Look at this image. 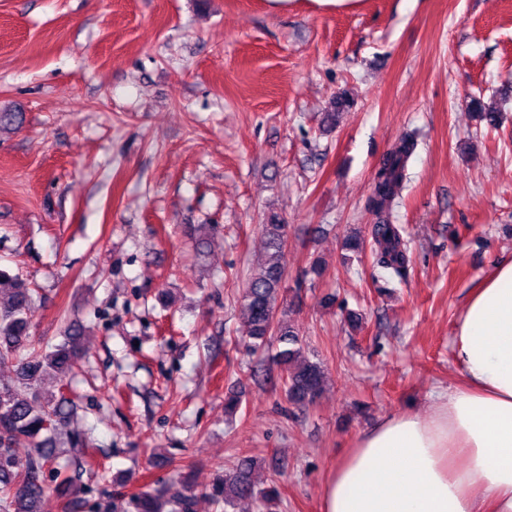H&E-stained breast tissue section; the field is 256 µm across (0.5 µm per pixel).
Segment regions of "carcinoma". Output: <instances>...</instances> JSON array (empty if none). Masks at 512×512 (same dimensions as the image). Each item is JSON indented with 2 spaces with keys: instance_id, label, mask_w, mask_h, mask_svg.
Instances as JSON below:
<instances>
[{
  "instance_id": "obj_1",
  "label": "carcinoma",
  "mask_w": 512,
  "mask_h": 512,
  "mask_svg": "<svg viewBox=\"0 0 512 512\" xmlns=\"http://www.w3.org/2000/svg\"><path fill=\"white\" fill-rule=\"evenodd\" d=\"M415 148L414 138L406 135L386 154L367 200L368 209L379 217L370 231L371 252L375 264L392 280L406 277L409 256L399 225L389 221V210L399 197ZM286 241L287 224L279 214L270 213L262 225L263 257L250 267L241 295L246 310L245 346L257 352L277 344L273 362L283 373L287 400L306 407L322 396L327 376L320 360L305 356L300 330L288 321L282 294ZM366 245L357 229L343 241L344 249L356 254L364 253ZM39 301L36 290L19 275L0 269V366L14 372L12 381L0 383V512H39L47 491L44 466L56 461L74 416L73 402L62 392L63 377L81 357L85 328L69 318L60 343L34 341L29 313ZM47 379L55 382L57 390H44ZM22 438L33 447L25 458L15 448ZM253 469L254 459L244 457L219 476L212 488L213 503L226 509L253 497L269 501L271 491L256 489ZM130 504L134 512H193L195 499L184 483L179 488L146 485Z\"/></svg>"
}]
</instances>
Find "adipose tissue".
<instances>
[{
  "instance_id": "ef3b65f1",
  "label": "adipose tissue",
  "mask_w": 512,
  "mask_h": 512,
  "mask_svg": "<svg viewBox=\"0 0 512 512\" xmlns=\"http://www.w3.org/2000/svg\"><path fill=\"white\" fill-rule=\"evenodd\" d=\"M463 383L428 417H391L356 438L323 489L322 512H512V261L461 311Z\"/></svg>"
}]
</instances>
